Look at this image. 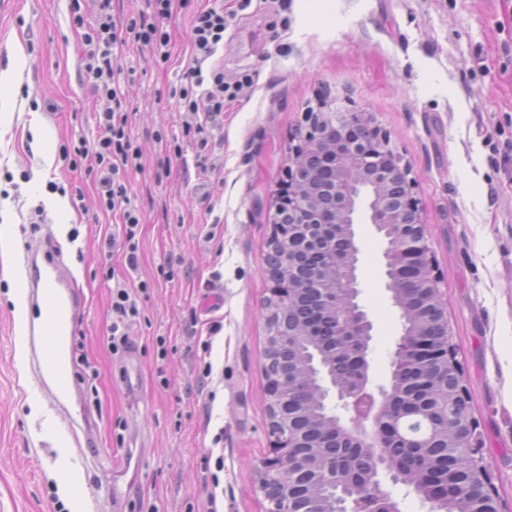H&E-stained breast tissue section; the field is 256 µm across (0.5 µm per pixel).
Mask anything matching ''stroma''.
I'll return each mask as SVG.
<instances>
[{
    "mask_svg": "<svg viewBox=\"0 0 512 512\" xmlns=\"http://www.w3.org/2000/svg\"><path fill=\"white\" fill-rule=\"evenodd\" d=\"M214 3L173 12L169 61L134 47L121 55L134 70L125 93L143 153L128 175L142 216L136 277L151 288L129 348L115 352L101 267L123 275V258L105 257L101 241L118 219L100 212L87 167L44 169L29 132L36 115L56 145L94 140L107 103L81 81L70 0H0V71L16 46L27 55L0 98L13 115L0 123V207L10 206L14 225L12 249L0 251V512H66L53 480L62 466L82 475L90 512H113L103 483L115 464L125 470L124 512H267L257 478L271 442L262 370L270 216L306 113L336 107L369 113L415 182L484 462L499 512H512V0H251L242 10L224 0L231 18L216 59L225 78L250 75L253 91L226 107L201 161L185 131L197 119L172 92L186 82L192 13ZM175 148L181 158H169ZM52 182L82 190L67 201L71 224L51 203ZM47 231L86 296L73 344L99 371L82 390L94 419L83 448L20 348L26 327L8 295L29 242ZM356 240L374 389L390 382L402 322L383 239L360 224Z\"/></svg>",
    "mask_w": 512,
    "mask_h": 512,
    "instance_id": "obj_1",
    "label": "stroma"
}]
</instances>
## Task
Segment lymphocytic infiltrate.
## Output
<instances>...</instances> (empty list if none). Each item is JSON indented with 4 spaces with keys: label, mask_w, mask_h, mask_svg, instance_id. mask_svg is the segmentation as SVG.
Instances as JSON below:
<instances>
[{
    "label": "lymphocytic infiltrate",
    "mask_w": 512,
    "mask_h": 512,
    "mask_svg": "<svg viewBox=\"0 0 512 512\" xmlns=\"http://www.w3.org/2000/svg\"><path fill=\"white\" fill-rule=\"evenodd\" d=\"M97 15L93 26H85L80 0H71L72 23L81 28V71L88 88L110 103L98 115L99 134L94 141L78 139L63 150L71 167L88 163L96 171L99 182L98 203L103 212L119 214L122 221L121 235L109 238L107 248H122L125 265L137 270L139 264L138 226L139 210L131 203L126 178L129 171L141 169L142 150L128 128V115L123 107L125 100L120 84L124 68L119 61L120 48L136 44L149 48L161 60H169L171 36L164 21L171 16L174 5H188L189 0H148L150 13L123 18L112 11V0H96ZM226 17L223 7H207L194 11L191 25L193 47L192 64L186 73V83L178 93L180 109L191 115H203L205 122L216 123L226 106L245 97L253 86L250 76L243 75L234 81L224 79L222 68L212 65L211 59L224 45ZM102 275L114 283L112 289V325L110 346L112 350L127 348L128 327L138 316L137 293L147 292L148 282H139L129 288L126 281L116 279L112 267H104Z\"/></svg>",
    "instance_id": "lymphocytic-infiltrate-1"
}]
</instances>
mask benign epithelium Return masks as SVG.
<instances>
[{
    "label": "benign epithelium",
    "mask_w": 512,
    "mask_h": 512,
    "mask_svg": "<svg viewBox=\"0 0 512 512\" xmlns=\"http://www.w3.org/2000/svg\"><path fill=\"white\" fill-rule=\"evenodd\" d=\"M308 126L296 144L290 147V167L271 216L272 233L268 240L271 253L265 275L270 283L265 299L266 321L274 311L288 304L297 271L287 266L288 243L309 236L312 225L333 230V244L327 251V268L336 272V285L325 286L315 278L308 287L318 292L322 301L339 316V335L349 334L357 325L369 336L373 323L359 304V248L355 224L361 220L375 226L385 242L383 259L386 288L397 307H402L409 288L419 291L424 301L425 324L412 331L403 330L396 341L392 373L406 362H426L445 372L461 375L451 343L448 318L437 288V276L424 236L423 222L414 196V182L409 171L389 148V139L372 125L365 112H310ZM312 163L328 168L332 176L324 186L331 206L324 207L306 195L300 182L303 166ZM289 346L288 337L268 332L265 364L267 410L270 419L269 455L258 471V485L267 497L269 512H290L288 491L316 484L336 492L334 507L328 512H362L361 505L371 495L380 466L378 448L385 432L409 437L411 430L392 408L395 385L367 389L368 378L350 387L336 384L333 364L319 355L317 384L313 391L317 401L329 414L325 421L368 449L374 468L361 487L347 485L336 473L322 464L325 453L320 440L304 442L293 433L288 416L294 409L293 392L288 388V372L271 371L273 350ZM471 393L466 382L452 391L437 394L438 407L452 411V446L454 455L468 467L466 486L475 503V512H498L494 487L481 451L483 441L479 425L470 407ZM372 421L373 430L364 427Z\"/></svg>",
    "instance_id": "7a95c632"
}]
</instances>
